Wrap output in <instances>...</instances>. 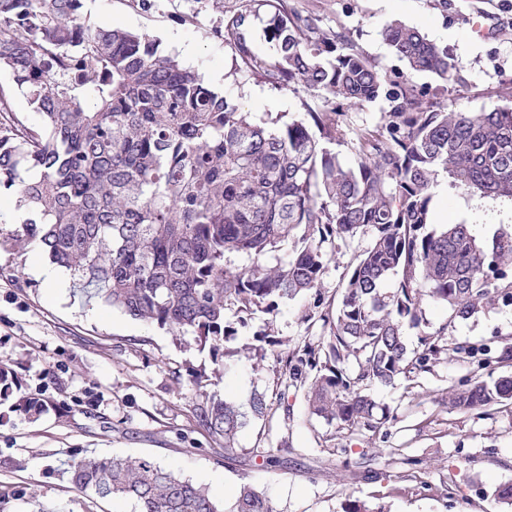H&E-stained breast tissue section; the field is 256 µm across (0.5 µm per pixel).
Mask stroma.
I'll use <instances>...</instances> for the list:
<instances>
[{
    "label": "stroma",
    "mask_w": 512,
    "mask_h": 512,
    "mask_svg": "<svg viewBox=\"0 0 512 512\" xmlns=\"http://www.w3.org/2000/svg\"><path fill=\"white\" fill-rule=\"evenodd\" d=\"M287 8L346 33L380 68H399L381 37L393 20L421 28L465 65L468 86L444 87L429 74L416 81L450 109L489 112L512 106V0H285ZM239 0L223 9L198 0H154L150 10L128 0H84L97 26L147 34L198 71L215 91L250 112L301 118L320 108L305 92L250 77L215 28ZM445 223H471L479 238L512 230V202L488 201L459 188L434 198ZM366 243L357 237L329 259L321 291L335 303L340 280ZM46 256L39 244L0 247V361L14 370L23 396L41 401L28 417L0 405V491L11 497L0 512H136L134 501L100 500L69 481L83 457H146L205 486L217 501L232 503L242 484L266 493L276 512H341L346 499L384 504L386 512H512L498 498L512 485V405L461 412L449 396L463 382L512 375V360L478 367L451 357L427 373L373 388L393 419L386 437L332 431L311 418L303 393L288 387L275 354L259 363L240 358L232 368L192 337L176 336L88 298L69 273L44 284L35 266ZM310 298L283 304L275 330L290 345L317 343L320 323L303 320ZM432 327L447 325L449 347L512 344V306H496L468 319L449 320L446 306L429 301ZM205 375L196 387L197 375ZM270 410L242 430L233 453L199 425L198 404L209 398L247 403L254 391ZM335 434L336 452L325 438ZM421 459L416 477L398 482L403 466L395 449ZM402 454V455H403Z\"/></svg>",
    "instance_id": "1"
}]
</instances>
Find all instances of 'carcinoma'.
Returning a JSON list of instances; mask_svg holds the SVG:
<instances>
[{"instance_id":"obj_1","label":"carcinoma","mask_w":512,"mask_h":512,"mask_svg":"<svg viewBox=\"0 0 512 512\" xmlns=\"http://www.w3.org/2000/svg\"><path fill=\"white\" fill-rule=\"evenodd\" d=\"M261 27L269 51L254 49ZM381 36L405 70L373 64L342 32L284 6L240 0L224 41L247 72L302 88L305 117L257 122L210 89L160 43L123 28L91 26L83 0H0V187H15L33 218L9 235L37 241L92 298L130 317L191 335L229 362L278 348L283 375L304 392L309 415L337 429L384 432L389 410L370 394L448 356V324L434 329L423 301L467 319L512 305V232L482 241L469 224L429 228L433 189L450 183L512 201V108L449 111L426 99L413 74L454 88L465 67L418 28L394 20ZM21 95L41 122L14 107ZM383 101L376 127L350 126L339 102ZM357 158L345 167L336 148ZM371 228L345 274L336 308H324L329 252ZM288 248L285 258L264 257ZM232 256L248 263L230 268ZM313 298L303 319L322 321L317 344L288 350L275 335L280 306ZM263 317L266 329L227 343ZM420 348L409 350L405 329ZM0 364V401L13 394ZM512 400V376L455 390L452 407L480 410ZM198 418L224 450L267 415L266 394L249 411L211 399ZM72 485L101 498H130L140 512H276L247 483L227 508L208 490L144 457H84Z\"/></svg>"}]
</instances>
